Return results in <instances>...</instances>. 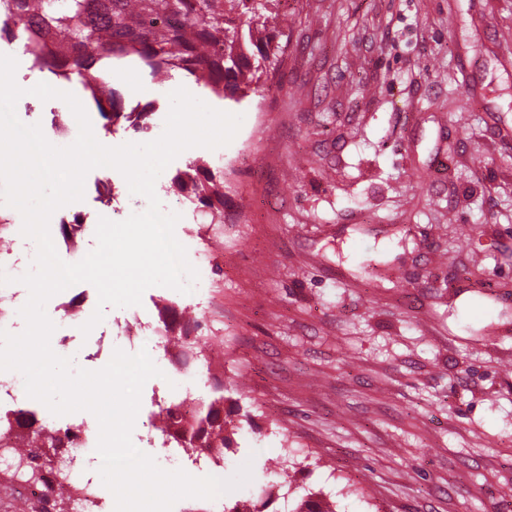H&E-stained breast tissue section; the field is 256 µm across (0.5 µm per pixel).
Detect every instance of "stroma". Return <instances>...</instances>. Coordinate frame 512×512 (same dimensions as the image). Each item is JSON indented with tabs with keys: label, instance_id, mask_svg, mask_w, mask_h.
Here are the masks:
<instances>
[{
	"label": "stroma",
	"instance_id": "stroma-1",
	"mask_svg": "<svg viewBox=\"0 0 512 512\" xmlns=\"http://www.w3.org/2000/svg\"><path fill=\"white\" fill-rule=\"evenodd\" d=\"M287 46L275 77L240 102L219 150L193 147L155 183L189 250L213 267L192 293L153 286L138 306L106 307L112 345L159 358L170 301L194 308L186 335L223 346L149 379L134 445L166 470L228 478L275 459L264 512L306 493L333 512H512V0H280ZM16 80L73 93L78 82L32 66ZM113 85L129 104L167 95L140 66ZM223 164H216V155ZM224 184L210 209L172 178L196 157ZM224 394V465L167 455L154 421L189 377Z\"/></svg>",
	"mask_w": 512,
	"mask_h": 512
}]
</instances>
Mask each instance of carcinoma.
<instances>
[{
  "label": "carcinoma",
  "instance_id": "1",
  "mask_svg": "<svg viewBox=\"0 0 512 512\" xmlns=\"http://www.w3.org/2000/svg\"><path fill=\"white\" fill-rule=\"evenodd\" d=\"M40 10L30 0H0V41L18 44L33 66L56 77L77 80L108 130L119 126L139 134L153 127L156 107L126 109L123 94L112 84L116 63L134 61L149 70L157 83L180 73L219 99L226 92L244 96L254 82L269 75L284 54L279 0H41ZM203 157L172 179L200 204L212 209L224 205V194ZM181 313L173 304L159 307V332L172 341ZM193 401L195 414L187 419L180 407ZM224 396L210 401L186 394L161 409L163 443L189 457L224 465ZM0 431L7 433L4 448L13 450L28 475L42 479L56 471L53 512H71L70 474L60 460L61 439L37 424L35 412L17 408L0 413ZM292 512H332L312 493L300 498Z\"/></svg>",
  "mask_w": 512,
  "mask_h": 512
}]
</instances>
